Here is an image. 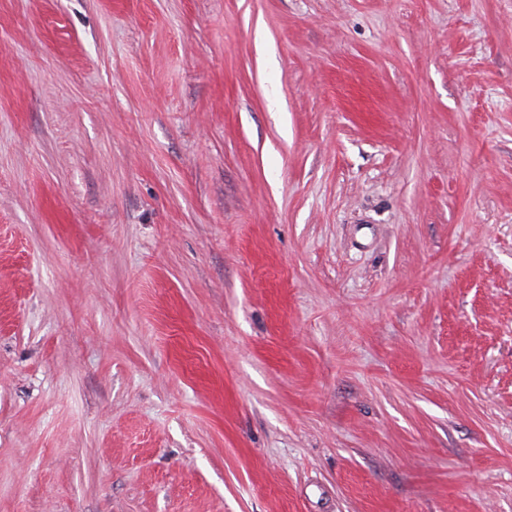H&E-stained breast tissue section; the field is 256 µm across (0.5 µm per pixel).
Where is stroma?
Masks as SVG:
<instances>
[{
  "instance_id": "1",
  "label": "stroma",
  "mask_w": 512,
  "mask_h": 512,
  "mask_svg": "<svg viewBox=\"0 0 512 512\" xmlns=\"http://www.w3.org/2000/svg\"><path fill=\"white\" fill-rule=\"evenodd\" d=\"M0 512H512V0H0Z\"/></svg>"
}]
</instances>
